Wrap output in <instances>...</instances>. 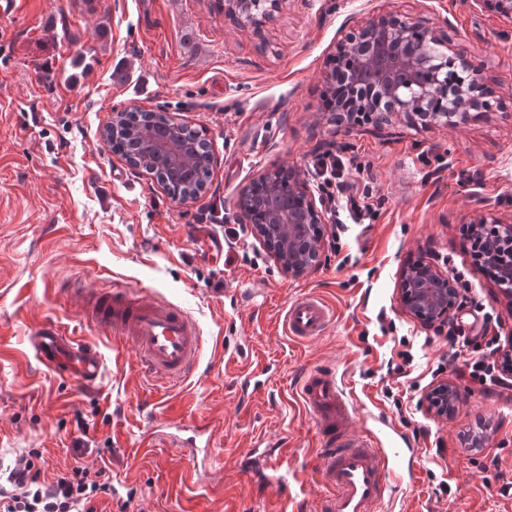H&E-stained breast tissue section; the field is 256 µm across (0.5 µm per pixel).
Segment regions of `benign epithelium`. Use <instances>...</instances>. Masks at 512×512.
Returning a JSON list of instances; mask_svg holds the SVG:
<instances>
[{"label":"benign epithelium","instance_id":"obj_1","mask_svg":"<svg viewBox=\"0 0 512 512\" xmlns=\"http://www.w3.org/2000/svg\"><path fill=\"white\" fill-rule=\"evenodd\" d=\"M286 0H224V20L256 37L262 36L261 23L274 21ZM485 8L512 20V0H478ZM336 58L351 60L363 68L372 67L368 81L359 71L340 67L330 73L327 85L336 80L355 82L353 96L368 103L383 122L402 117L413 125L463 127L471 120L491 111V103L480 97L484 77L482 66L467 57L454 54L448 46V34L428 25L422 19H401L393 15L378 16L365 26L348 32L336 48ZM444 99L446 110H434L435 102ZM286 175L293 192L304 197L307 204L302 223L289 222L279 226L282 241L275 243L268 225L251 224L254 235L274 256L281 269L293 276L303 274L321 262L322 237L308 243L303 253L293 250L294 242L305 237L308 224L325 220L318 210L314 193L300 173L284 166L259 175L272 180ZM478 245H492L503 240L512 243V218L481 216L468 226ZM500 291L512 304V260L504 258L501 266ZM463 294L456 280L440 270L430 259L422 258L407 266L401 275L400 301L412 318L425 324L444 320V316L462 308ZM460 391L442 383L427 397L430 408L439 416L455 412Z\"/></svg>","mask_w":512,"mask_h":512}]
</instances>
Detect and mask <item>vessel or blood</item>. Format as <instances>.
I'll use <instances>...</instances> for the list:
<instances>
[{
	"label": "vessel or blood",
	"mask_w": 512,
	"mask_h": 512,
	"mask_svg": "<svg viewBox=\"0 0 512 512\" xmlns=\"http://www.w3.org/2000/svg\"><path fill=\"white\" fill-rule=\"evenodd\" d=\"M77 292L87 321L116 340L135 345L144 375L172 388L193 374L199 361L200 332L181 306L139 295L117 282L104 288L86 280L79 283ZM333 318V311L320 298L305 294L288 303L283 325L289 336L307 341L323 335ZM31 346L42 364L81 383L101 376L99 353L56 325L41 326ZM300 393L324 448L323 463L316 471L323 492L315 499L297 501L298 512H376L397 487L402 449L386 447L376 433L353 434L351 404L335 369L307 373Z\"/></svg>",
	"instance_id": "vessel-or-blood-1"
}]
</instances>
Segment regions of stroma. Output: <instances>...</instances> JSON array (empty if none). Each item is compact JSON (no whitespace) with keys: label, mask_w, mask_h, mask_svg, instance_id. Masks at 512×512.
<instances>
[{"label":"stroma","mask_w":512,"mask_h":512,"mask_svg":"<svg viewBox=\"0 0 512 512\" xmlns=\"http://www.w3.org/2000/svg\"><path fill=\"white\" fill-rule=\"evenodd\" d=\"M384 14L447 32L482 64L501 108L464 128L334 124L322 97L336 44ZM129 106L206 130L214 161L197 200L174 203L110 152L102 133ZM329 153L345 158L349 181L364 165L384 202L357 224L322 201L325 257L291 277L239 224L235 202L275 166L316 185L311 164ZM487 213L512 217V22L476 0H287L260 44L225 23L216 0H17L0 17V464L37 448L60 475L78 461L100 467L107 453L119 495L135 494L128 512H281L279 486L242 463L275 443L290 467L316 468L322 447L299 382L332 366L352 398L354 433L383 422L412 450L409 483L377 512H512V389L460 382L450 356L470 350L476 314L512 347V305L467 239ZM206 214L214 236L237 227L240 239L216 250L194 232ZM423 257L464 290L451 315L461 337L435 334L400 305L401 272ZM87 277L192 313L202 349L183 388L156 389L133 346L84 319L73 288ZM303 293L335 313L311 341L282 326ZM46 323L101 353V379L84 385L36 359L30 338ZM253 372L264 386L249 396L238 381ZM442 381L462 392L448 417L424 401ZM205 424L214 437L203 459L180 441ZM472 434L484 447L469 446Z\"/></svg>","instance_id":"1"}]
</instances>
